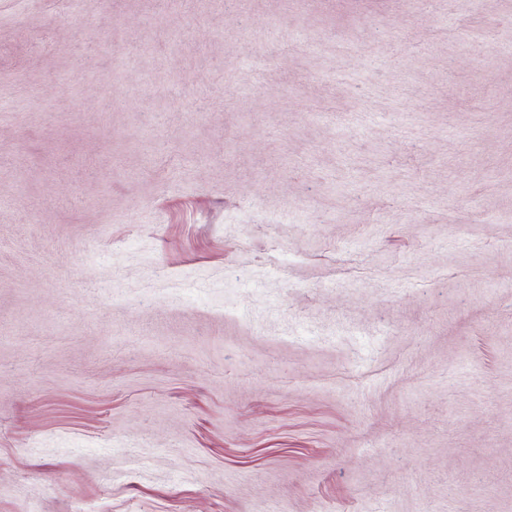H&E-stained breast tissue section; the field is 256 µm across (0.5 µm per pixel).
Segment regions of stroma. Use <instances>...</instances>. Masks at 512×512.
<instances>
[{"label": "stroma", "instance_id": "stroma-1", "mask_svg": "<svg viewBox=\"0 0 512 512\" xmlns=\"http://www.w3.org/2000/svg\"><path fill=\"white\" fill-rule=\"evenodd\" d=\"M0 512H512V0H0Z\"/></svg>", "mask_w": 512, "mask_h": 512}]
</instances>
